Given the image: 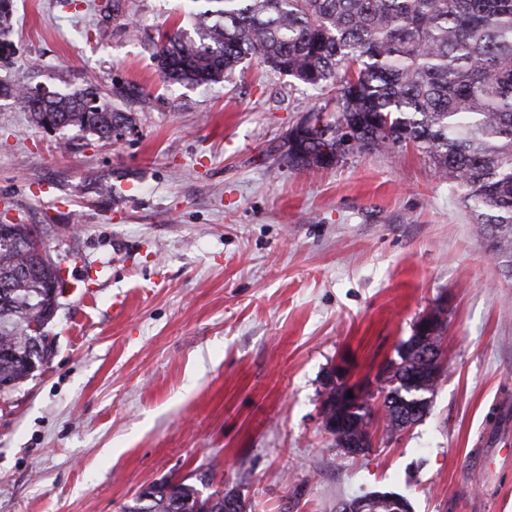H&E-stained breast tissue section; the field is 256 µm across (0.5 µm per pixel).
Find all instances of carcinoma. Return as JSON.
<instances>
[{"mask_svg": "<svg viewBox=\"0 0 512 512\" xmlns=\"http://www.w3.org/2000/svg\"><path fill=\"white\" fill-rule=\"evenodd\" d=\"M193 32L158 34L153 60L168 85L209 88L246 60L329 95L336 116L317 132L298 122L284 158L296 169L328 168L353 154L411 146L469 209L494 254L512 265V0H191ZM11 25V0H0L1 40ZM32 122L111 139L132 113L93 87L42 98L20 84H0ZM34 224H0V386L42 370L45 335L58 301L61 269L31 247ZM383 403L387 435L422 420L408 402L431 394L442 375L410 349L398 355ZM173 480L152 499L136 496L124 512H247L234 491Z\"/></svg>", "mask_w": 512, "mask_h": 512, "instance_id": "cac0c4a2", "label": "carcinoma"}]
</instances>
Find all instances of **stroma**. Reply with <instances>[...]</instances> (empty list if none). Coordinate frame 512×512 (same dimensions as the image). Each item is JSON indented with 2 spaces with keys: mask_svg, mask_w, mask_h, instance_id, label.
I'll list each match as a JSON object with an SVG mask.
<instances>
[{
  "mask_svg": "<svg viewBox=\"0 0 512 512\" xmlns=\"http://www.w3.org/2000/svg\"><path fill=\"white\" fill-rule=\"evenodd\" d=\"M191 24L185 0H13L0 82L140 94L110 141L0 98V224L38 225L65 281L48 366L0 394V512H122L207 469L248 512L369 491L512 512V462H472L512 446V267L413 148L288 167L289 129L321 103L306 86L255 60L207 91L165 86L151 40ZM437 304L446 373L387 438L375 378ZM344 360L375 409L355 457L320 422Z\"/></svg>",
  "mask_w": 512,
  "mask_h": 512,
  "instance_id": "stroma-1",
  "label": "stroma"
}]
</instances>
